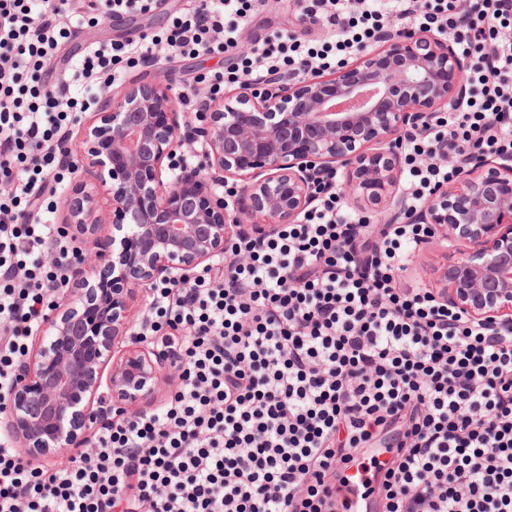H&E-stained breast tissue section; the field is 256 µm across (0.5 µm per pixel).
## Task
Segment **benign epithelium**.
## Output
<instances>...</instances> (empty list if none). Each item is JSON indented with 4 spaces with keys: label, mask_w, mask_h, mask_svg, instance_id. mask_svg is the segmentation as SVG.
I'll return each instance as SVG.
<instances>
[{
    "label": "benign epithelium",
    "mask_w": 512,
    "mask_h": 512,
    "mask_svg": "<svg viewBox=\"0 0 512 512\" xmlns=\"http://www.w3.org/2000/svg\"><path fill=\"white\" fill-rule=\"evenodd\" d=\"M377 42L330 76L276 74L259 88L245 79L222 100L180 89L161 66L97 99L61 156L94 181L65 196L64 233L98 247L78 257L71 296L18 364L0 433L29 457L67 466L91 447L92 426L144 412L176 381L169 351L136 330L138 287L229 271L245 260L233 251L238 238L298 223L328 175L357 209L390 222L407 211L401 139L426 134L464 101L469 61L442 34L393 19ZM190 96L204 109L200 123L181 110ZM187 151L206 167L184 162ZM227 183L238 187L231 208ZM101 196L109 224L96 216ZM412 219L433 226L429 245L448 250L438 299L486 328L512 324V157L459 160L456 179Z\"/></svg>",
    "instance_id": "benign-epithelium-1"
}]
</instances>
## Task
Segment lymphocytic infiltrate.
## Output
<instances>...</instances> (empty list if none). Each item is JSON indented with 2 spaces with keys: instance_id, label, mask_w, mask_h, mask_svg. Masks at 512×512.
Listing matches in <instances>:
<instances>
[{
  "instance_id": "lymphocytic-infiltrate-1",
  "label": "lymphocytic infiltrate",
  "mask_w": 512,
  "mask_h": 512,
  "mask_svg": "<svg viewBox=\"0 0 512 512\" xmlns=\"http://www.w3.org/2000/svg\"><path fill=\"white\" fill-rule=\"evenodd\" d=\"M207 0L143 44L94 43L73 71L102 75L169 57L223 53L255 5ZM332 40L282 30L241 67L198 75L220 94L238 75L327 70L374 41L378 0H311ZM155 0H0V406L25 341L54 305L77 256L47 222L65 180L59 142L88 100L50 85L88 24L145 15ZM398 16L447 34L472 59L470 93L422 137L406 139V190L419 205L456 170L440 151L512 156V0H395ZM25 223H18V216ZM434 230L352 217L336 195L263 241L250 261L189 286L155 288L146 323L175 358L180 385L156 410L100 428L91 453L47 472L0 442V512H347L343 472L373 449L392 453L383 512H512V325L500 332L448 309L399 274ZM55 247L53 265L41 261Z\"/></svg>"
}]
</instances>
